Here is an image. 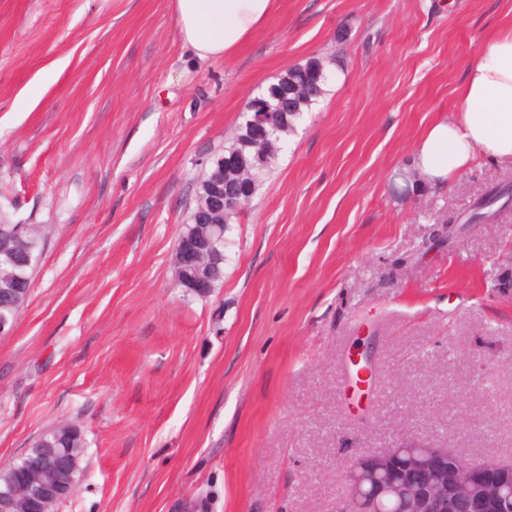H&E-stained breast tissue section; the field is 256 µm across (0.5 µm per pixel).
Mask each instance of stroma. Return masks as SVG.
<instances>
[{
	"instance_id": "35a3bbf8",
	"label": "stroma",
	"mask_w": 512,
	"mask_h": 512,
	"mask_svg": "<svg viewBox=\"0 0 512 512\" xmlns=\"http://www.w3.org/2000/svg\"><path fill=\"white\" fill-rule=\"evenodd\" d=\"M507 26L512 0H281L203 60L171 0H0V219L45 233L0 336V467L74 425L57 512H336L353 451L406 434L512 461V207L431 243L512 166L405 181ZM312 57L341 80L233 224L222 287L185 296L199 176L246 100Z\"/></svg>"
}]
</instances>
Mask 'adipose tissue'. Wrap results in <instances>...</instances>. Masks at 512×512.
Segmentation results:
<instances>
[{
    "label": "adipose tissue",
    "instance_id": "obj_1",
    "mask_svg": "<svg viewBox=\"0 0 512 512\" xmlns=\"http://www.w3.org/2000/svg\"><path fill=\"white\" fill-rule=\"evenodd\" d=\"M182 43L198 58L231 56L277 10L279 0H172ZM512 165V27L495 31L467 68L451 115L414 147L423 185L442 189L478 161Z\"/></svg>",
    "mask_w": 512,
    "mask_h": 512
}]
</instances>
